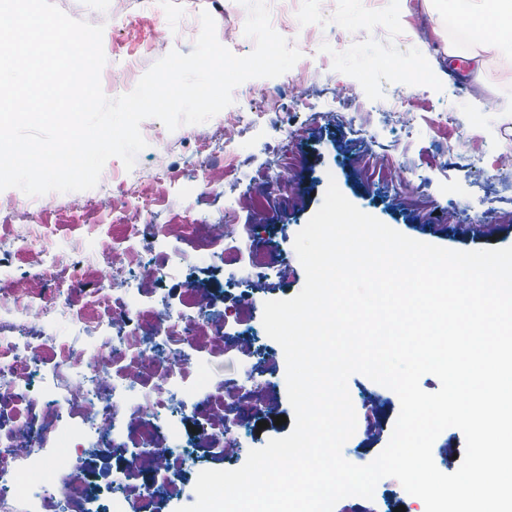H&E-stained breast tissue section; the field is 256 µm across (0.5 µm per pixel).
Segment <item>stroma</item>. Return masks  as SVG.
I'll use <instances>...</instances> for the list:
<instances>
[{
    "mask_svg": "<svg viewBox=\"0 0 512 512\" xmlns=\"http://www.w3.org/2000/svg\"><path fill=\"white\" fill-rule=\"evenodd\" d=\"M68 16L103 26L107 64L134 61L137 75L155 63L147 45L160 29L170 49L190 53L192 38L173 18L208 12L217 30L244 27L248 10L240 0H54ZM297 33L320 40L314 55H302L288 75L254 78L233 91L232 110L255 111L257 119L224 138V117L168 130L157 119L146 147L126 170L107 161L89 200L110 197L95 212L70 211L68 194H44L31 208L19 189L0 191V283L24 289L34 303L64 295L75 310L89 312L98 326L79 332L64 319L30 321L0 300V340L66 345L96 364L104 385L126 378L129 394L118 406L113 434L98 450L82 449L84 423L71 407L74 371L47 358L32 363L16 382L30 414L26 465L15 472V488L33 512H70L55 489L60 472L87 483L86 512H143L152 496L156 512H177L196 500L204 470H235L250 450L293 428L286 363L281 346L262 324L263 305L298 294L305 272L294 249L297 233L321 205L329 183L363 212L400 233L454 251L512 246V65L488 41L461 30L446 0H336V13L321 14L318 0H293ZM453 113L454 123L438 118ZM296 137H289V130ZM170 163L164 183L140 197L125 194L135 173ZM40 225L49 252L47 267L33 265L13 242L19 225ZM167 224H220L243 248L268 254L264 269L248 259L225 265L218 253L198 249L188 235L164 232ZM132 252L123 269L128 289L104 294L94 263L103 245ZM140 308L161 315L205 316L221 325L224 352L185 346L180 371L166 377L139 370L128 360L99 362L112 344V314ZM256 392L255 409L230 421L209 424L212 401ZM357 416L343 457L366 465L387 446L400 411L391 389L361 374L348 380ZM55 413L63 433H42L44 416ZM155 418L163 454L173 464L161 475L134 467L136 440L125 425ZM285 423H277V416ZM67 469H59V462ZM177 481L178 494L163 491ZM425 512L423 501L392 477L381 479L372 499H341L334 512Z\"/></svg>",
    "mask_w": 512,
    "mask_h": 512,
    "instance_id": "35a3bbf8",
    "label": "stroma"
}]
</instances>
